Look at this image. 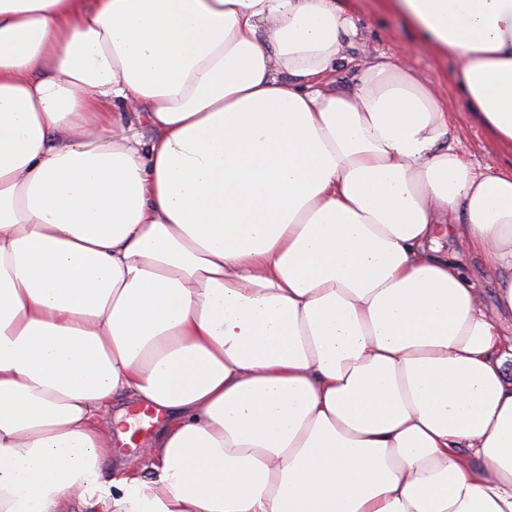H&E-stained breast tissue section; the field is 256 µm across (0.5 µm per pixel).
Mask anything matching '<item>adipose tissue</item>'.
I'll return each instance as SVG.
<instances>
[{"label": "adipose tissue", "mask_w": 512, "mask_h": 512, "mask_svg": "<svg viewBox=\"0 0 512 512\" xmlns=\"http://www.w3.org/2000/svg\"><path fill=\"white\" fill-rule=\"evenodd\" d=\"M386 2L512 147V0ZM357 34L0 0V512H512V167L404 61L337 87ZM119 396L163 420L108 481ZM444 244L446 247L448 245V249L458 252L466 274L484 288L486 305L489 308L495 307L496 276L488 270L483 259L478 254L463 251L454 241H445Z\"/></svg>", "instance_id": "1"}]
</instances>
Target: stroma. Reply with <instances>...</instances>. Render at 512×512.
<instances>
[{
    "label": "stroma",
    "instance_id": "1",
    "mask_svg": "<svg viewBox=\"0 0 512 512\" xmlns=\"http://www.w3.org/2000/svg\"><path fill=\"white\" fill-rule=\"evenodd\" d=\"M350 13L360 31V38L350 49L351 61L337 73L342 82H351L356 73L354 63L366 56L386 54L408 59L430 77L445 81L448 109L454 119L455 135L460 151L474 163L512 166V148L497 143L463 108L462 100L454 84L449 81L455 69L452 58L437 55H417L413 45L417 32L402 18L384 7L383 0H339Z\"/></svg>",
    "mask_w": 512,
    "mask_h": 512
}]
</instances>
